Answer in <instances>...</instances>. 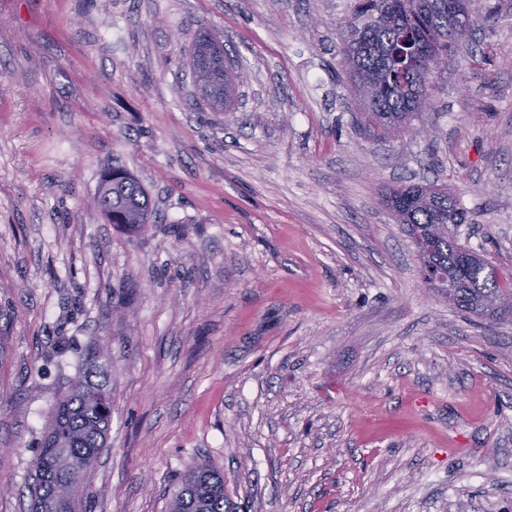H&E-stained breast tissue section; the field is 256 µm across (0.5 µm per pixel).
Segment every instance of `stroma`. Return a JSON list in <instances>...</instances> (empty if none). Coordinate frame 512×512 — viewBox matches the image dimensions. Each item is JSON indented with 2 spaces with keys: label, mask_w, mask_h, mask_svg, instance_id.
I'll return each instance as SVG.
<instances>
[{
  "label": "stroma",
  "mask_w": 512,
  "mask_h": 512,
  "mask_svg": "<svg viewBox=\"0 0 512 512\" xmlns=\"http://www.w3.org/2000/svg\"><path fill=\"white\" fill-rule=\"evenodd\" d=\"M351 0H0V512L78 360L112 423L79 512H167L187 469L239 512H512V321L425 287L389 187L448 186L512 276V0L434 79L429 139L360 130ZM209 29L235 105L191 96ZM119 165L157 221L107 223Z\"/></svg>",
  "instance_id": "1"
}]
</instances>
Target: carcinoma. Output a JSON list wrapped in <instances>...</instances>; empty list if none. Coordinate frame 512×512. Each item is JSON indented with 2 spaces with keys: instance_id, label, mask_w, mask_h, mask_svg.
Returning a JSON list of instances; mask_svg holds the SVG:
<instances>
[{
  "instance_id": "1",
  "label": "carcinoma",
  "mask_w": 512,
  "mask_h": 512,
  "mask_svg": "<svg viewBox=\"0 0 512 512\" xmlns=\"http://www.w3.org/2000/svg\"><path fill=\"white\" fill-rule=\"evenodd\" d=\"M454 25L448 0H354L342 32V67L357 99L359 122L368 135L394 139L412 129L420 99L432 86L427 59L448 56L479 25L473 19L448 38ZM207 58L214 68L193 73L198 91L214 112L231 102L238 76L224 67V45L213 35L198 34L190 66ZM100 207L111 224L139 228L153 218L151 201L140 182L125 169L112 167L98 186ZM384 203L413 239H434L430 252L418 251L421 267L434 270L425 281L448 304L483 318L512 314V279L503 283L494 265L459 243L468 223L453 194L435 184L395 188ZM101 356L87 355L78 378L57 402L35 460L31 512H76L84 478L104 446L112 417V392L100 366ZM169 512H232L224 474L208 465L188 471L174 493Z\"/></svg>"
}]
</instances>
